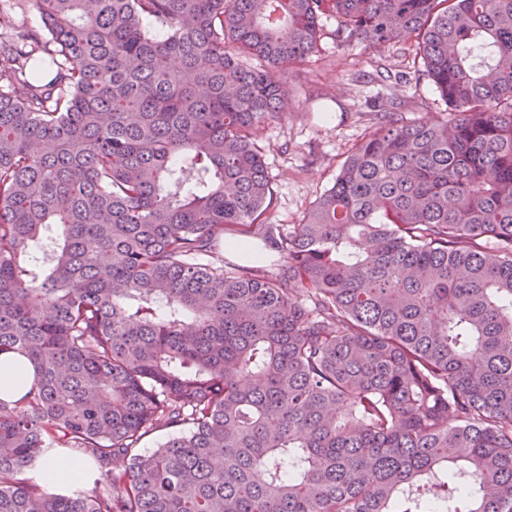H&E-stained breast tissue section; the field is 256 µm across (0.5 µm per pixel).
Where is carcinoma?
Here are the masks:
<instances>
[{
  "label": "carcinoma",
  "instance_id": "carcinoma-1",
  "mask_svg": "<svg viewBox=\"0 0 512 512\" xmlns=\"http://www.w3.org/2000/svg\"><path fill=\"white\" fill-rule=\"evenodd\" d=\"M0 512H512V0H14ZM455 117L366 128L300 223L263 131L322 19ZM258 238L277 272L230 263ZM172 436L148 453L147 436ZM45 448L103 483L25 477ZM40 25V18L34 10L28 9V7L12 5V2H2L0 4L1 32L24 28H38ZM33 367L28 359L10 352L0 355V397L21 391L33 378Z\"/></svg>",
  "mask_w": 512,
  "mask_h": 512
}]
</instances>
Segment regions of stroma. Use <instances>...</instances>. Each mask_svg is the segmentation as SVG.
<instances>
[{
	"label": "stroma",
	"mask_w": 512,
	"mask_h": 512,
	"mask_svg": "<svg viewBox=\"0 0 512 512\" xmlns=\"http://www.w3.org/2000/svg\"><path fill=\"white\" fill-rule=\"evenodd\" d=\"M338 26L335 18L323 19L318 53L269 71L289 92L286 112L264 130L275 193L270 223L300 222L379 112L392 109L419 122L448 114L433 83L421 75V61L397 46L379 52L356 37L337 39Z\"/></svg>",
	"instance_id": "obj_1"
}]
</instances>
